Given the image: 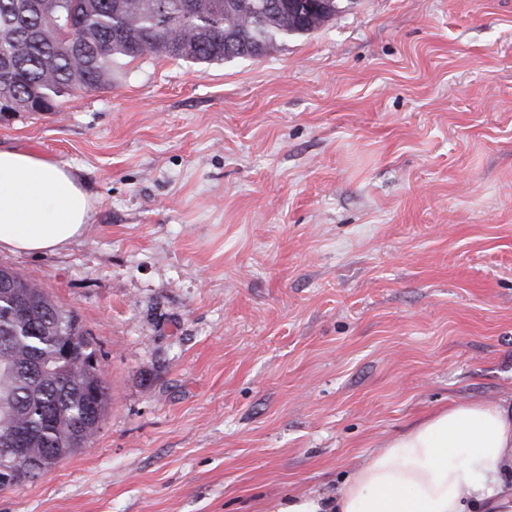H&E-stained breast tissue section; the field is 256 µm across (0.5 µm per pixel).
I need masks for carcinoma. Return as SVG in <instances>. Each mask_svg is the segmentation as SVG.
<instances>
[{
    "label": "carcinoma",
    "mask_w": 512,
    "mask_h": 512,
    "mask_svg": "<svg viewBox=\"0 0 512 512\" xmlns=\"http://www.w3.org/2000/svg\"><path fill=\"white\" fill-rule=\"evenodd\" d=\"M0 0V56L13 60L11 109L51 112L77 90L112 86L137 59L247 60L321 28L348 8L318 0L308 18L288 0ZM73 40L65 39L66 26ZM112 401L91 333L39 283L0 265V465L22 454L0 491L32 482L86 446Z\"/></svg>",
    "instance_id": "obj_1"
}]
</instances>
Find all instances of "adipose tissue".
I'll return each instance as SVG.
<instances>
[{
    "instance_id": "obj_1",
    "label": "adipose tissue",
    "mask_w": 512,
    "mask_h": 512,
    "mask_svg": "<svg viewBox=\"0 0 512 512\" xmlns=\"http://www.w3.org/2000/svg\"><path fill=\"white\" fill-rule=\"evenodd\" d=\"M92 198L70 166L0 149V250L53 252L81 237ZM512 404L457 403L404 433L348 474L335 499L303 498L278 512H512Z\"/></svg>"
}]
</instances>
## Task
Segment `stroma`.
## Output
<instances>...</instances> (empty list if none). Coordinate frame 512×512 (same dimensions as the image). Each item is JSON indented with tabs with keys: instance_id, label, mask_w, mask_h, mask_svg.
I'll use <instances>...</instances> for the list:
<instances>
[{
	"instance_id": "stroma-1",
	"label": "stroma",
	"mask_w": 512,
	"mask_h": 512,
	"mask_svg": "<svg viewBox=\"0 0 512 512\" xmlns=\"http://www.w3.org/2000/svg\"><path fill=\"white\" fill-rule=\"evenodd\" d=\"M0 147L83 236L0 251L91 331L96 436L0 512H277L452 403L512 402V0H354L266 56L122 67Z\"/></svg>"
}]
</instances>
